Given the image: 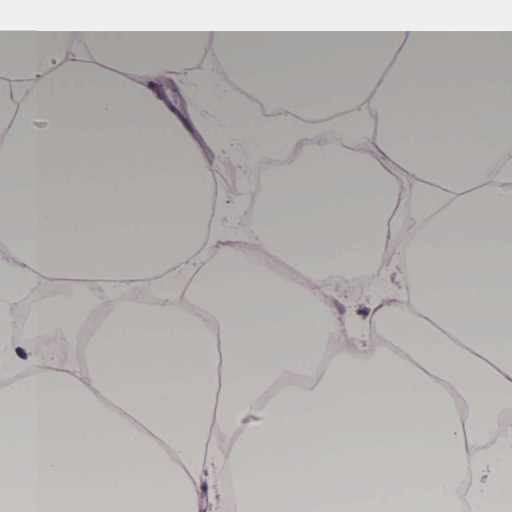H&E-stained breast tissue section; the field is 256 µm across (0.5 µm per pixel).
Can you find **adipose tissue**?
Wrapping results in <instances>:
<instances>
[{"label":"adipose tissue","instance_id":"ef3b65f1","mask_svg":"<svg viewBox=\"0 0 512 512\" xmlns=\"http://www.w3.org/2000/svg\"><path fill=\"white\" fill-rule=\"evenodd\" d=\"M240 55V88L341 110L355 158L317 127L254 211L257 254L183 295L133 303L224 234L190 120L150 89L162 59ZM0 326L67 278L0 385V512H512V0H16L0 11ZM413 173L395 205L394 172ZM405 246L391 261L386 240ZM391 264L409 288L381 340L341 349L327 287ZM108 280L128 302L81 298ZM258 422L247 428L244 413ZM492 447L479 458L475 449Z\"/></svg>","mask_w":512,"mask_h":512}]
</instances>
